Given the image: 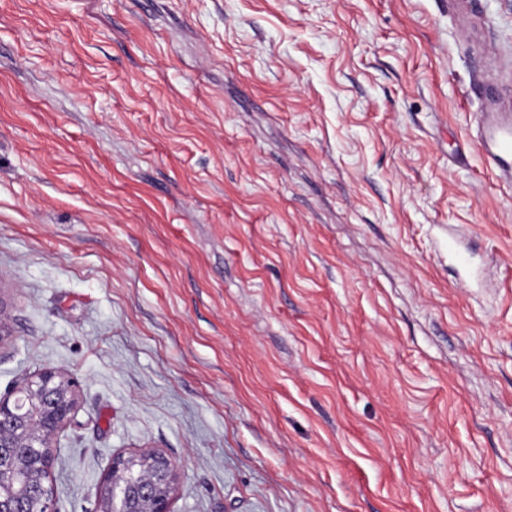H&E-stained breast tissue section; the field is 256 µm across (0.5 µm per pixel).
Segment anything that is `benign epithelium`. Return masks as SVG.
<instances>
[{"mask_svg":"<svg viewBox=\"0 0 512 512\" xmlns=\"http://www.w3.org/2000/svg\"><path fill=\"white\" fill-rule=\"evenodd\" d=\"M78 404V381L52 367L24 374L0 394V512H58L50 475ZM179 483L178 466L162 452L115 454L96 512H171Z\"/></svg>","mask_w":512,"mask_h":512,"instance_id":"obj_1","label":"benign epithelium"}]
</instances>
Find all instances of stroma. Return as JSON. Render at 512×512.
I'll list each match as a JSON object with an SVG mask.
<instances>
[{"label": "stroma", "instance_id": "35a3bbf8", "mask_svg": "<svg viewBox=\"0 0 512 512\" xmlns=\"http://www.w3.org/2000/svg\"><path fill=\"white\" fill-rule=\"evenodd\" d=\"M512 0H0V392L82 399L94 512H512ZM477 138L488 167L511 188L512 115L508 112H483L477 125ZM178 466L154 450L118 453L97 488L95 512H171Z\"/></svg>", "mask_w": 512, "mask_h": 512}]
</instances>
